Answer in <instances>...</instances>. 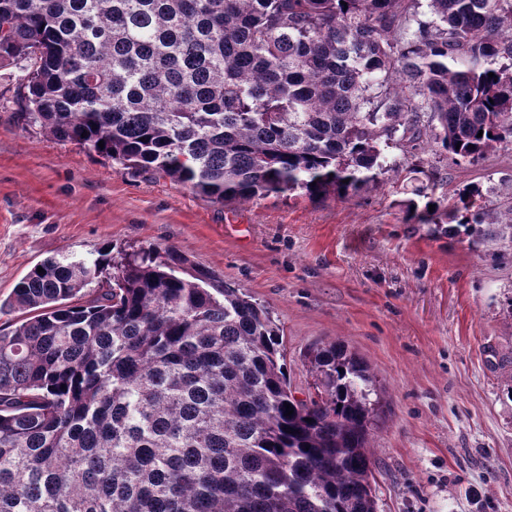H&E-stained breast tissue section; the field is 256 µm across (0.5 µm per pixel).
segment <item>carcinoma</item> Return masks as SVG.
<instances>
[{"label": "carcinoma", "mask_w": 512, "mask_h": 512, "mask_svg": "<svg viewBox=\"0 0 512 512\" xmlns=\"http://www.w3.org/2000/svg\"><path fill=\"white\" fill-rule=\"evenodd\" d=\"M418 2L0 0V64L28 125L214 203L346 198L390 146L512 147V0H429L405 38ZM415 205L512 247V193ZM6 308L0 512H376L370 367L317 348L296 399L269 308L176 251L47 258Z\"/></svg>", "instance_id": "obj_1"}]
</instances>
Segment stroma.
Wrapping results in <instances>:
<instances>
[{"label":"stroma","mask_w":512,"mask_h":512,"mask_svg":"<svg viewBox=\"0 0 512 512\" xmlns=\"http://www.w3.org/2000/svg\"><path fill=\"white\" fill-rule=\"evenodd\" d=\"M0 67V302L36 263L171 247L266 305L298 397L309 350L340 343L374 370L377 512H512V250H471L404 219L416 159L346 199L300 193L216 204L189 187L61 142L20 118ZM512 185V149L439 164L434 196Z\"/></svg>","instance_id":"stroma-1"}]
</instances>
